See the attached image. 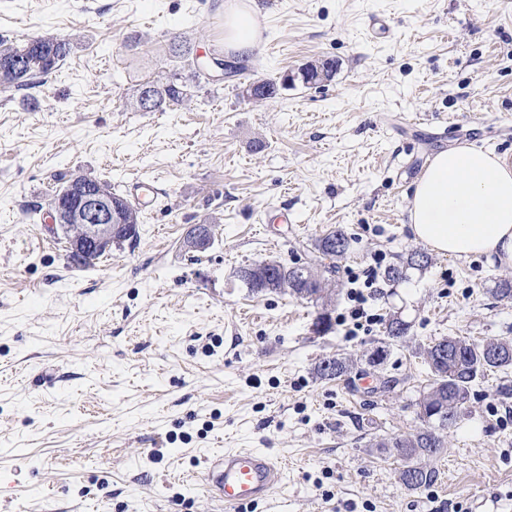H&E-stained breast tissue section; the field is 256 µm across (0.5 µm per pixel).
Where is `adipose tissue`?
I'll use <instances>...</instances> for the list:
<instances>
[{
  "mask_svg": "<svg viewBox=\"0 0 512 512\" xmlns=\"http://www.w3.org/2000/svg\"><path fill=\"white\" fill-rule=\"evenodd\" d=\"M255 14L252 0H224L225 50L253 53ZM408 223L434 252L512 268V164L464 145L436 153L415 182Z\"/></svg>",
  "mask_w": 512,
  "mask_h": 512,
  "instance_id": "obj_1",
  "label": "adipose tissue"
}]
</instances>
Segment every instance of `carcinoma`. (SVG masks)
Listing matches in <instances>:
<instances>
[{"label":"carcinoma","mask_w":512,"mask_h":512,"mask_svg":"<svg viewBox=\"0 0 512 512\" xmlns=\"http://www.w3.org/2000/svg\"><path fill=\"white\" fill-rule=\"evenodd\" d=\"M76 38L71 36L31 37L22 43H13L0 39V57L18 58L23 69L18 73L0 72V86L11 91L35 88L45 83L70 55ZM171 56L178 59L180 66L164 79L151 81L149 85L154 92L153 112H164L174 105L192 100L207 85V72L194 62L190 43L179 36L173 37L170 45ZM336 74V65L329 63V68L313 64L305 67L303 83L330 81ZM80 179L89 180L95 187L112 192V201L126 214L132 216L133 223L139 221L137 211L131 201L112 191V186L96 178L78 175ZM350 238L346 232L337 228L323 236L317 244L323 269L327 273L336 272L335 260L347 253ZM267 282L257 283L264 291L272 290L291 296L305 294L310 300H320L321 288L318 274H298V268L290 267L278 261H271L266 266ZM503 353L498 362H491L485 355V342H475L461 337L446 336L421 349L431 380L429 388L423 393L418 407L423 409L420 415L422 427L408 435L383 438L373 444L375 448H390L402 462L401 482L410 490H421L432 485L437 478L436 471L423 465L421 460L432 458L445 447L442 418L450 410L461 413L467 402L470 389L478 378L486 372L512 368V345H495ZM352 369L348 361L339 358H325L316 368L322 379L339 378Z\"/></svg>","instance_id":"1"}]
</instances>
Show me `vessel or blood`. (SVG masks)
<instances>
[{"label": "vessel or blood", "mask_w": 512, "mask_h": 512, "mask_svg": "<svg viewBox=\"0 0 512 512\" xmlns=\"http://www.w3.org/2000/svg\"><path fill=\"white\" fill-rule=\"evenodd\" d=\"M129 192L139 210L151 211L158 205L155 179L132 181ZM283 478L278 461L265 450L240 448L207 457L202 482L220 512H242L250 504L270 501Z\"/></svg>", "instance_id": "b4317fda"}]
</instances>
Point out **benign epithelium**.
I'll return each instance as SVG.
<instances>
[{"instance_id": "1", "label": "benign epithelium", "mask_w": 512, "mask_h": 512, "mask_svg": "<svg viewBox=\"0 0 512 512\" xmlns=\"http://www.w3.org/2000/svg\"><path fill=\"white\" fill-rule=\"evenodd\" d=\"M68 187L60 193V200L52 213V229L71 241L72 254L79 262L109 248L119 236L135 234L136 227L123 223L114 209L112 199L89 186L82 187L77 200H72ZM214 238L213 225L193 224L189 227L182 246L186 251L207 250Z\"/></svg>"}]
</instances>
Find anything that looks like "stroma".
<instances>
[{
    "label": "stroma",
    "instance_id": "stroma-1",
    "mask_svg": "<svg viewBox=\"0 0 512 512\" xmlns=\"http://www.w3.org/2000/svg\"><path fill=\"white\" fill-rule=\"evenodd\" d=\"M257 25L253 57L218 93L140 112L139 84L175 65L174 34L223 55L215 0H0V37H78L31 96L0 91V512H217L198 474L230 448L284 468L280 494L251 512H512V369L473 385L428 489L408 490L375 445L420 425L419 347L512 341V299L493 293L512 269L431 253L380 284L379 320L354 336L316 334L321 304L236 278L309 261L343 228L351 247L326 283L339 315L349 269L422 250L407 209L433 154L464 144L512 163V0H257ZM324 59L331 81L298 79ZM289 72L276 98H243ZM72 174L119 194L144 176L163 188L138 241L90 267L32 210ZM206 219L213 244L190 257L181 238ZM394 314L409 334L370 364ZM332 356L353 369L319 378Z\"/></svg>",
    "mask_w": 512,
    "mask_h": 512
}]
</instances>
